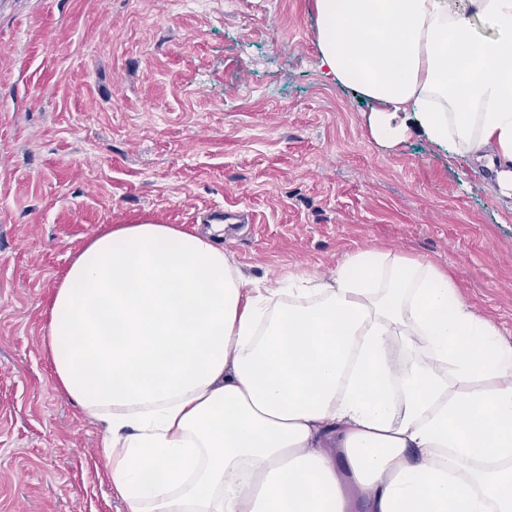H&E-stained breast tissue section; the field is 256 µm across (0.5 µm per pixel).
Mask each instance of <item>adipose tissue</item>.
I'll return each mask as SVG.
<instances>
[{
  "mask_svg": "<svg viewBox=\"0 0 512 512\" xmlns=\"http://www.w3.org/2000/svg\"><path fill=\"white\" fill-rule=\"evenodd\" d=\"M319 67L416 132L512 163V0H315ZM218 225L117 224L44 341L127 512H512V345L448 272L380 250L257 288Z\"/></svg>",
  "mask_w": 512,
  "mask_h": 512,
  "instance_id": "1",
  "label": "adipose tissue"
}]
</instances>
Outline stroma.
I'll use <instances>...</instances> for the list:
<instances>
[{
	"instance_id": "1",
	"label": "stroma",
	"mask_w": 512,
	"mask_h": 512,
	"mask_svg": "<svg viewBox=\"0 0 512 512\" xmlns=\"http://www.w3.org/2000/svg\"><path fill=\"white\" fill-rule=\"evenodd\" d=\"M315 0H0V512H126L60 390L47 311L114 224L192 231L249 281L383 250L448 270L512 345V197L318 68Z\"/></svg>"
}]
</instances>
